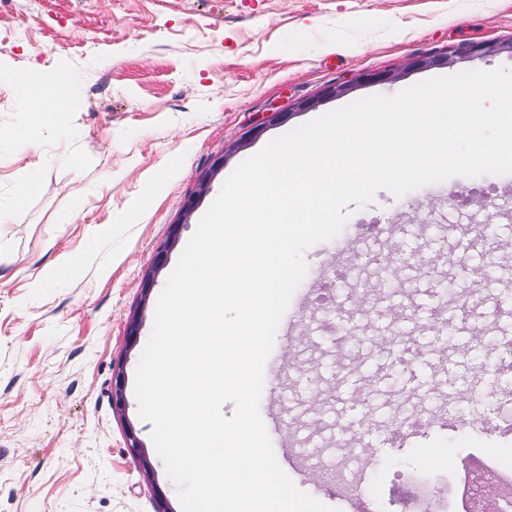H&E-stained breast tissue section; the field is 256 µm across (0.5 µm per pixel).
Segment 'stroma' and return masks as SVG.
<instances>
[{"instance_id": "obj_1", "label": "stroma", "mask_w": 512, "mask_h": 512, "mask_svg": "<svg viewBox=\"0 0 512 512\" xmlns=\"http://www.w3.org/2000/svg\"><path fill=\"white\" fill-rule=\"evenodd\" d=\"M512 39V0H0V512H157L164 493L169 512H182L176 488L138 415L135 372L149 338L153 303L173 271L201 215L179 218L197 179L225 158L224 183L245 159L272 139L327 112L371 95H393L436 70L406 72L410 58L464 42ZM364 70L400 73L391 84L360 86L345 96L269 127L234 156L229 144L257 115L316 97L328 85ZM52 71L71 89L63 126L35 124L23 83ZM455 206H448V198ZM180 237L150 294L135 346L126 321L138 308L144 274L172 224ZM420 224L417 250L436 274L429 288L442 314L470 309L487 329L512 311L494 308L461 270L493 245L512 244V174L455 176L403 197L379 191L352 210L340 233L361 255H385L399 239L385 224ZM491 224L495 232L467 249L448 250L454 224ZM335 240L305 253L308 276H321L305 323L312 335L296 347L292 369L277 361V335L264 369L259 410L269 397L281 409L307 408L302 435L320 462L337 463L330 438L335 400L322 393L347 366L385 364L371 334L345 346L354 317L349 295L376 289L382 265L333 269ZM421 271L405 264L390 297L404 305L418 341L414 367L386 366L380 407L393 430L440 404L450 387L471 376L469 362L424 340L425 310L408 300ZM454 284L452 295L439 283ZM493 352L484 360V397L474 413L512 416V372ZM125 376L127 408H112L115 367ZM425 379L426 401L386 406L395 377ZM133 425L153 464L144 472L125 442ZM488 448L512 466V426L493 436L455 423L423 427L409 446L379 452L365 485L369 512H381L394 473L446 468L460 454Z\"/></svg>"}]
</instances>
